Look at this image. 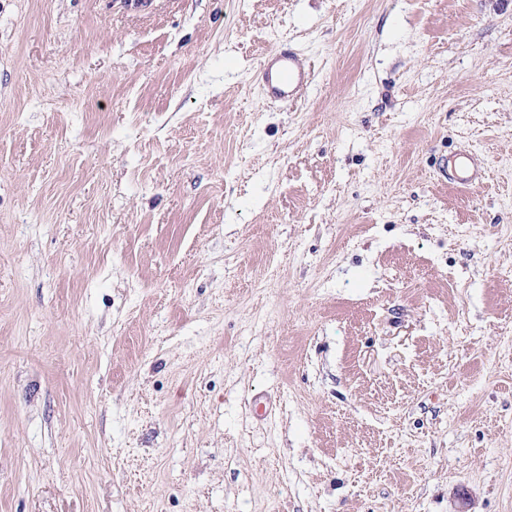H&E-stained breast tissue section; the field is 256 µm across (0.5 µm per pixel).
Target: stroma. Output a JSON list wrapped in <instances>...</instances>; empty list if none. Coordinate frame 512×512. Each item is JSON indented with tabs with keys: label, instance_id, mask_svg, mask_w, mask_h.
I'll use <instances>...</instances> for the list:
<instances>
[{
	"label": "stroma",
	"instance_id": "1",
	"mask_svg": "<svg viewBox=\"0 0 512 512\" xmlns=\"http://www.w3.org/2000/svg\"><path fill=\"white\" fill-rule=\"evenodd\" d=\"M0 512H512V0H0ZM258 78L266 98L298 102L311 86L313 73L291 50L276 49L259 65Z\"/></svg>",
	"mask_w": 512,
	"mask_h": 512
}]
</instances>
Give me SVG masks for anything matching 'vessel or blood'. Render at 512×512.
I'll list each match as a JSON object with an SVG mask.
<instances>
[{"label":"vessel or blood","mask_w":512,"mask_h":512,"mask_svg":"<svg viewBox=\"0 0 512 512\" xmlns=\"http://www.w3.org/2000/svg\"><path fill=\"white\" fill-rule=\"evenodd\" d=\"M258 78L266 98L296 102L304 97L311 86L313 73L294 52L277 49L261 62Z\"/></svg>","instance_id":"1"}]
</instances>
